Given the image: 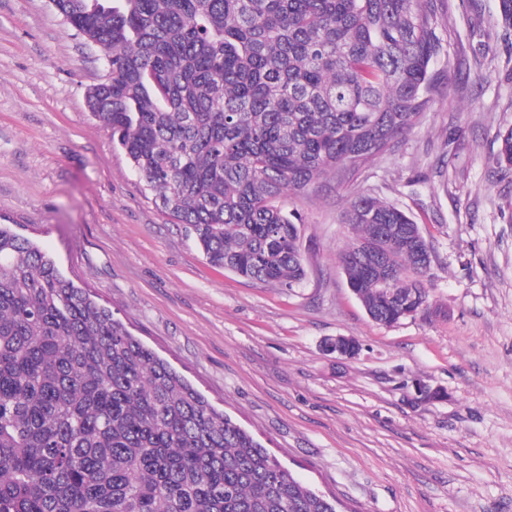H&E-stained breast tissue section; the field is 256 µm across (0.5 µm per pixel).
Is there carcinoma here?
I'll return each instance as SVG.
<instances>
[{"instance_id": "cac0c4a2", "label": "carcinoma", "mask_w": 512, "mask_h": 512, "mask_svg": "<svg viewBox=\"0 0 512 512\" xmlns=\"http://www.w3.org/2000/svg\"><path fill=\"white\" fill-rule=\"evenodd\" d=\"M112 82L91 114L215 267L306 278L280 204L351 183L421 122L440 52L432 0H54ZM493 157L512 170V128ZM340 255L368 316L440 310L430 246L358 191ZM0 512H336L247 430L0 224Z\"/></svg>"}]
</instances>
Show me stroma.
I'll return each mask as SVG.
<instances>
[{
	"mask_svg": "<svg viewBox=\"0 0 512 512\" xmlns=\"http://www.w3.org/2000/svg\"><path fill=\"white\" fill-rule=\"evenodd\" d=\"M439 87L422 123L355 184L287 196L308 279L288 290L212 266L86 106L107 69L50 0H0V224L249 431L338 512H512V24L501 0H433ZM432 248L442 311L373 322L339 262L355 189ZM355 339L358 353L328 351ZM499 149L492 158L498 169L504 172L512 170V128L500 132L498 135Z\"/></svg>",
	"mask_w": 512,
	"mask_h": 512,
	"instance_id": "obj_1",
	"label": "stroma"
}]
</instances>
